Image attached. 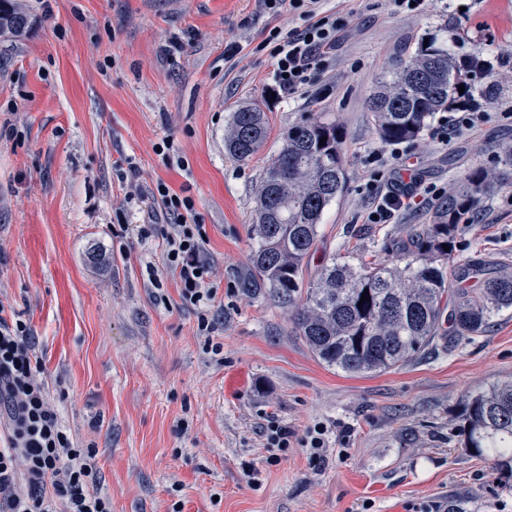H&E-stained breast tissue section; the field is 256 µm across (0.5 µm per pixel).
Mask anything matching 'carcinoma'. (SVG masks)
I'll return each mask as SVG.
<instances>
[{
  "label": "carcinoma",
  "mask_w": 512,
  "mask_h": 512,
  "mask_svg": "<svg viewBox=\"0 0 512 512\" xmlns=\"http://www.w3.org/2000/svg\"><path fill=\"white\" fill-rule=\"evenodd\" d=\"M28 27L25 12L0 0L1 38H19ZM487 73L485 64L462 61L435 40L420 43L366 101L379 139H417L432 115L480 93ZM269 129L260 107H242L230 117L224 149L248 160ZM347 180L336 122L317 116L292 127L258 187L257 246L242 279L245 290L295 308L296 335L321 362L349 374L386 372L444 335L445 322L454 337L469 340L512 310V266H460L448 279L457 226L471 221L493 182L481 167L436 207L430 223L394 243L395 260L355 264L333 257L305 280L325 209L344 194ZM363 295L370 301L360 303ZM465 409L466 450L512 472V379L469 396Z\"/></svg>",
  "instance_id": "obj_1"
}]
</instances>
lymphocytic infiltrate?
Segmentation results:
<instances>
[{
	"label": "lymphocytic infiltrate",
	"instance_id": "f902f5d3",
	"mask_svg": "<svg viewBox=\"0 0 512 512\" xmlns=\"http://www.w3.org/2000/svg\"><path fill=\"white\" fill-rule=\"evenodd\" d=\"M259 2L270 12L286 8L301 19V26L288 31L271 28L259 48L274 63L279 91L308 92L315 71L336 51L343 25L339 11L326 8V0ZM373 159V213L377 223L386 224L408 195L385 189L387 163L379 152ZM150 195L171 226L163 244L165 264L178 276L182 299L197 308L199 332L209 333L211 267L200 258L204 233L187 223L194 201L171 193L162 182ZM4 313L0 305V422L7 428L6 444L0 447V512H112L110 499L98 490L95 452L73 446L47 398L35 336L26 323L8 322Z\"/></svg>",
	"mask_w": 512,
	"mask_h": 512
}]
</instances>
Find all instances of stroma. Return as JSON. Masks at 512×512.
I'll use <instances>...</instances> for the list:
<instances>
[{"label":"stroma","instance_id":"stroma-1","mask_svg":"<svg viewBox=\"0 0 512 512\" xmlns=\"http://www.w3.org/2000/svg\"><path fill=\"white\" fill-rule=\"evenodd\" d=\"M31 25L0 43V304L28 323L50 400L70 439L96 452L112 512H512V477L465 451L464 401L512 379V311L473 339L446 337L403 366L348 374L294 332L288 309L245 292L261 175L289 128L335 120L348 174L326 210L308 269L332 255L380 261L477 166L512 143V0H430L417 16L388 0H329L345 25L319 75L326 95L277 92L257 46L298 26L258 0H18ZM492 61L479 99L488 119L442 144L400 143L412 206L372 224L374 151L389 153L365 104L418 42ZM239 46L225 58L224 48ZM270 133L247 161L224 151L240 106ZM171 139L181 165L158 149ZM131 159L125 172L117 161ZM164 182L195 201L214 328L166 268L167 228L136 189ZM455 264L512 265V175L460 225ZM161 280L152 285L147 265ZM221 346L208 352L205 339ZM295 434L267 445L269 427ZM324 432L327 463L301 441ZM257 471L245 475L247 467Z\"/></svg>","mask_w":512,"mask_h":512}]
</instances>
